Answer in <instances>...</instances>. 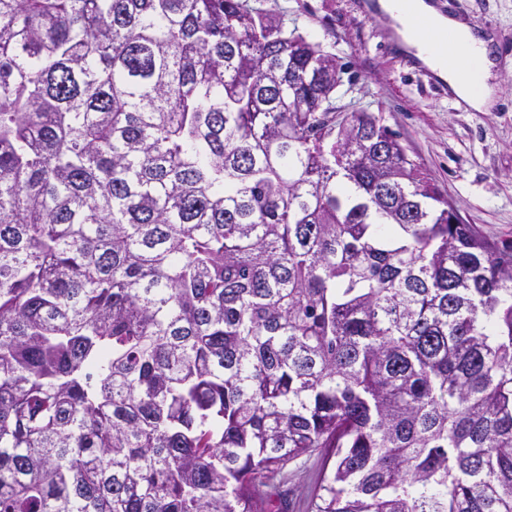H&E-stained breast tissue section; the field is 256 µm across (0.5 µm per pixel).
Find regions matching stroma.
I'll return each instance as SVG.
<instances>
[{"instance_id":"obj_1","label":"stroma","mask_w":512,"mask_h":512,"mask_svg":"<svg viewBox=\"0 0 512 512\" xmlns=\"http://www.w3.org/2000/svg\"><path fill=\"white\" fill-rule=\"evenodd\" d=\"M436 2L491 41L495 101L488 110L476 111L451 95L447 84L396 45L395 32L369 15L365 0H247L334 53L345 67L337 106L378 117L399 134L463 223L512 245V0ZM321 461L312 453L289 464L280 487L284 512H306Z\"/></svg>"}]
</instances>
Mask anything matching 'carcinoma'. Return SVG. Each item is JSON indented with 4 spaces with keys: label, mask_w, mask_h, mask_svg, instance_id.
<instances>
[{
    "label": "carcinoma",
    "mask_w": 512,
    "mask_h": 512,
    "mask_svg": "<svg viewBox=\"0 0 512 512\" xmlns=\"http://www.w3.org/2000/svg\"><path fill=\"white\" fill-rule=\"evenodd\" d=\"M244 0H0V512H512V246ZM322 457L317 452L299 456L288 465V481L281 485L283 512H306L305 498L315 479Z\"/></svg>",
    "instance_id": "obj_1"
}]
</instances>
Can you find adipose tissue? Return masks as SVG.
<instances>
[{
    "mask_svg": "<svg viewBox=\"0 0 512 512\" xmlns=\"http://www.w3.org/2000/svg\"><path fill=\"white\" fill-rule=\"evenodd\" d=\"M411 10L415 15L427 20L433 39L437 40L446 35L454 39L465 66L461 69L448 67L439 56L432 53L429 46L419 42L413 29L407 26L398 30L403 44L414 50L432 72L446 81L455 96L478 111L489 107L493 89L488 80L493 62L488 56L485 39L469 24L455 16L440 12L430 0H412Z\"/></svg>",
    "mask_w": 512,
    "mask_h": 512,
    "instance_id": "ef3b65f1",
    "label": "adipose tissue"
}]
</instances>
